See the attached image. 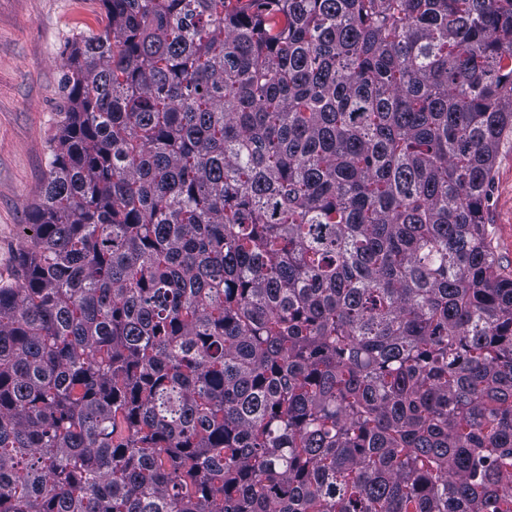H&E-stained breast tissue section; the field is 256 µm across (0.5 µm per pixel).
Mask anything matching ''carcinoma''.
<instances>
[{"label":"carcinoma","mask_w":512,"mask_h":512,"mask_svg":"<svg viewBox=\"0 0 512 512\" xmlns=\"http://www.w3.org/2000/svg\"><path fill=\"white\" fill-rule=\"evenodd\" d=\"M99 2L0 276V512H512V0ZM485 219L501 265L512 270V143L505 144L497 158L485 203Z\"/></svg>","instance_id":"cac0c4a2"}]
</instances>
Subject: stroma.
Here are the masks:
<instances>
[{
  "instance_id": "obj_1",
  "label": "stroma",
  "mask_w": 512,
  "mask_h": 512,
  "mask_svg": "<svg viewBox=\"0 0 512 512\" xmlns=\"http://www.w3.org/2000/svg\"><path fill=\"white\" fill-rule=\"evenodd\" d=\"M104 18L99 0H0L1 276L14 272L23 227L46 179L66 43ZM485 219L501 265L512 270V143L497 158Z\"/></svg>"
}]
</instances>
